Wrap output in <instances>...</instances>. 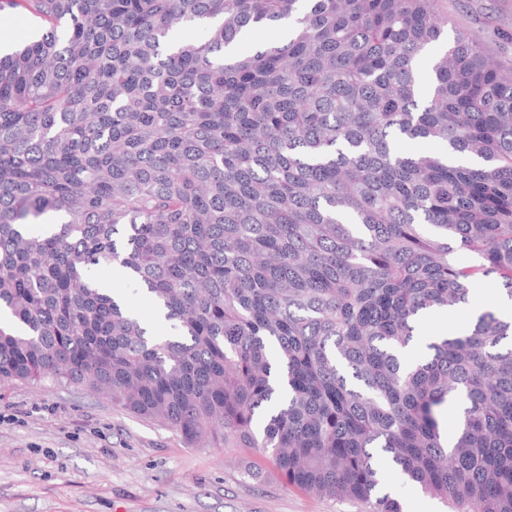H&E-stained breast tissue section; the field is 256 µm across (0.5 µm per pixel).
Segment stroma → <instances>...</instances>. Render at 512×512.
<instances>
[{
	"label": "stroma",
	"mask_w": 512,
	"mask_h": 512,
	"mask_svg": "<svg viewBox=\"0 0 512 512\" xmlns=\"http://www.w3.org/2000/svg\"><path fill=\"white\" fill-rule=\"evenodd\" d=\"M448 26L470 33L512 66V0H446ZM490 281L468 303L423 320L451 333L463 315L498 307ZM403 512H452L387 471ZM0 512H369L359 501L288 485L248 448H197L157 422L75 387L19 384L0 393Z\"/></svg>",
	"instance_id": "obj_1"
}]
</instances>
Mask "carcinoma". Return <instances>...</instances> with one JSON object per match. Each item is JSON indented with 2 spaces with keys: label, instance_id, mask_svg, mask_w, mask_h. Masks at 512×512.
<instances>
[{
  "label": "carcinoma",
  "instance_id": "carcinoma-1",
  "mask_svg": "<svg viewBox=\"0 0 512 512\" xmlns=\"http://www.w3.org/2000/svg\"><path fill=\"white\" fill-rule=\"evenodd\" d=\"M5 2L43 28L0 55V386L82 388L371 512H401L384 465L456 512H512V319L407 359L475 284L512 299V70L448 40L442 0ZM96 281L101 286H108L114 290H118L126 295L128 304L131 309L146 323L153 324L157 317L155 305L144 298L140 293H134L132 287L121 277L113 278V270L111 266H104L94 272Z\"/></svg>",
  "mask_w": 512,
  "mask_h": 512
}]
</instances>
